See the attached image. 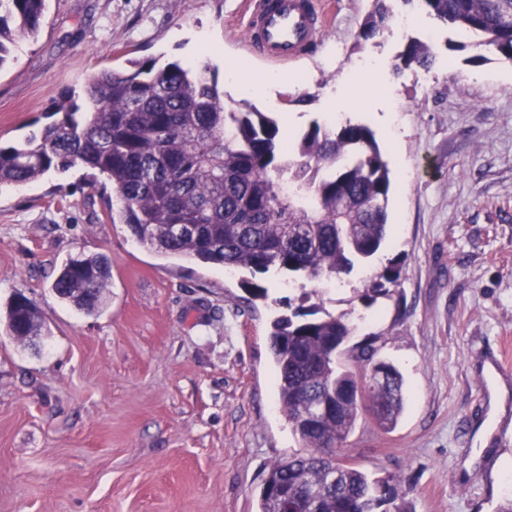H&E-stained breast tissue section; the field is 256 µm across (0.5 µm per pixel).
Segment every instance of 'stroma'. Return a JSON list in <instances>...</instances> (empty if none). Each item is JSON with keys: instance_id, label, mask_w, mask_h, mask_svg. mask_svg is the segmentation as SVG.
Here are the masks:
<instances>
[{"instance_id": "1", "label": "stroma", "mask_w": 512, "mask_h": 512, "mask_svg": "<svg viewBox=\"0 0 512 512\" xmlns=\"http://www.w3.org/2000/svg\"><path fill=\"white\" fill-rule=\"evenodd\" d=\"M240 2L48 0L38 36L0 68V144L51 123L91 72L197 55L225 101L279 113L285 145L315 123L368 126L391 170L386 243L332 281L254 277L142 247L84 168L0 187V512H256L270 464L303 449L280 410L270 324L308 302L404 378L395 428L360 418L340 458L400 476L410 512H495L512 498V62L467 65L453 31L420 14L410 32L432 38L436 62L397 72L401 36L358 37L370 0H318L321 45L273 67L246 60ZM93 254L112 280L87 314L52 284ZM391 265L390 296L366 304ZM17 293L43 314L38 349L7 332Z\"/></svg>"}]
</instances>
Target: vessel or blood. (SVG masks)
<instances>
[{
  "label": "vessel or blood",
  "instance_id": "b4317fda",
  "mask_svg": "<svg viewBox=\"0 0 512 512\" xmlns=\"http://www.w3.org/2000/svg\"><path fill=\"white\" fill-rule=\"evenodd\" d=\"M249 56L283 66L308 55L322 42L326 19L315 0H247Z\"/></svg>",
  "mask_w": 512,
  "mask_h": 512
}]
</instances>
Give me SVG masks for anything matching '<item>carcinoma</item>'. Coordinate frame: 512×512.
I'll list each match as a JSON object with an SVG mask.
<instances>
[{
    "mask_svg": "<svg viewBox=\"0 0 512 512\" xmlns=\"http://www.w3.org/2000/svg\"><path fill=\"white\" fill-rule=\"evenodd\" d=\"M47 0H0V69L14 47L39 34ZM393 0H373L361 26L370 40L388 29ZM436 23L474 37L482 53L512 62V0H401ZM430 41L408 37L395 67H431ZM207 65L133 61L121 72H93L86 111L65 96L61 118L24 143L0 146V186L81 166L112 186L111 222L127 225L144 247L167 258H195L244 269L275 268L311 282L350 274L375 257L388 232L390 171L373 131L348 123L312 124L284 155L277 119L242 98L224 105ZM112 266L103 255L70 260L54 293L93 313L103 305ZM393 267L376 276L366 299L390 296ZM36 304L12 300L7 329L18 341L40 335ZM353 327L317 311L276 319L269 349L281 409L309 449L274 461L257 512H409L400 479L373 478L357 464L336 463L362 416L391 429L403 411V377L373 360L369 345L348 347Z\"/></svg>",
    "mask_w": 512,
    "mask_h": 512,
    "instance_id": "carcinoma-1",
    "label": "carcinoma"
}]
</instances>
